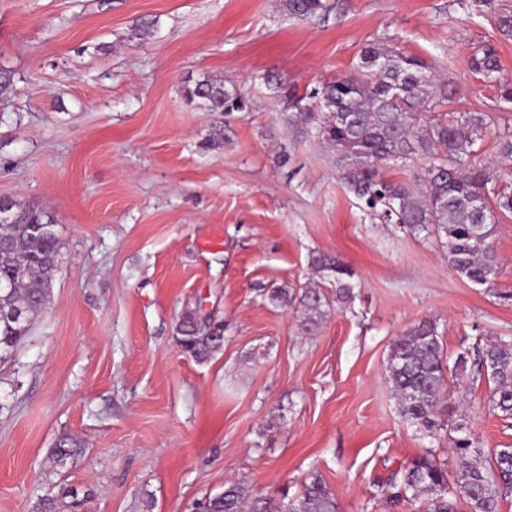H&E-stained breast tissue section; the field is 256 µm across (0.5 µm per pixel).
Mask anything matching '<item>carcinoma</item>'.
<instances>
[{"label": "carcinoma", "mask_w": 512, "mask_h": 512, "mask_svg": "<svg viewBox=\"0 0 512 512\" xmlns=\"http://www.w3.org/2000/svg\"><path fill=\"white\" fill-rule=\"evenodd\" d=\"M292 17L312 20L330 9L327 0H283ZM498 30L512 37V7L495 13ZM471 69L490 81L499 71L496 51L487 46L471 59ZM264 84L286 106L291 127L317 124L319 136L333 153L336 174L370 216L383 224L425 229L434 226L448 250V266L473 284L490 285L497 275L493 237L501 217L512 214V189H495L477 162L476 141L484 124L480 115L450 116L439 110L447 101L445 86L436 82L427 63L379 44L364 48L355 74L335 78L299 94L275 75ZM184 99L205 112L224 116V128L209 138L213 148L224 143L231 122L251 109L241 88L203 76L183 87ZM429 158L423 173L410 182H395L384 175L382 163ZM11 222L0 223V363L11 361L29 335L34 319L45 307L58 270L62 242L49 214L35 207L22 210L5 200ZM311 264L331 278L335 298L324 290L304 288L299 298L296 326L303 335L316 334L332 303L353 298L354 273L335 257L316 256ZM221 325L191 312L176 324V342L182 352L199 363L222 349L215 339ZM477 365L495 383L494 409L512 418V341L499 340L476 349ZM387 369L401 415L429 433L438 430V416L448 395L447 356L431 321L407 328L392 344ZM462 462L456 486H448L446 470L428 455L417 458L400 481L385 491L390 508L426 497L429 512H451L448 494L461 498L469 512H501V501L512 491V449L505 448L486 464L485 450L470 436L452 440ZM83 452L80 440L61 435L49 460L60 471ZM69 490L49 492L35 512H68ZM206 512H336V500L324 480L315 475L301 493L281 504L252 496L240 482H229L220 493L205 497Z\"/></svg>", "instance_id": "obj_1"}]
</instances>
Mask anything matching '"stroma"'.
Returning a JSON list of instances; mask_svg holds the SVG:
<instances>
[{
    "label": "stroma",
    "instance_id": "stroma-1",
    "mask_svg": "<svg viewBox=\"0 0 512 512\" xmlns=\"http://www.w3.org/2000/svg\"><path fill=\"white\" fill-rule=\"evenodd\" d=\"M319 20L282 0H0V65L14 85L0 111V198L44 208L63 248L48 305L0 367V512H32L60 486L81 512H193L240 481L283 499L320 474L337 512H389L385 484L434 454L456 481L458 425L487 454L512 448L492 380L466 367L442 427L405 420L387 359L426 319L449 359L512 340V220L496 226L498 276L473 284L436 234L372 220L310 127L291 128L260 77L297 90L352 72L361 49L422 58L454 114H483L479 160L499 157L512 102L470 69L493 47L512 80V38L470 0H329ZM150 36H140L144 22ZM241 85L252 110L223 147L219 115L187 103V79ZM352 268L353 299L299 335L296 296L313 255ZM288 289L291 303L269 293ZM224 325L210 361L175 340L186 311ZM85 451L62 473V434Z\"/></svg>",
    "mask_w": 512,
    "mask_h": 512
}]
</instances>
